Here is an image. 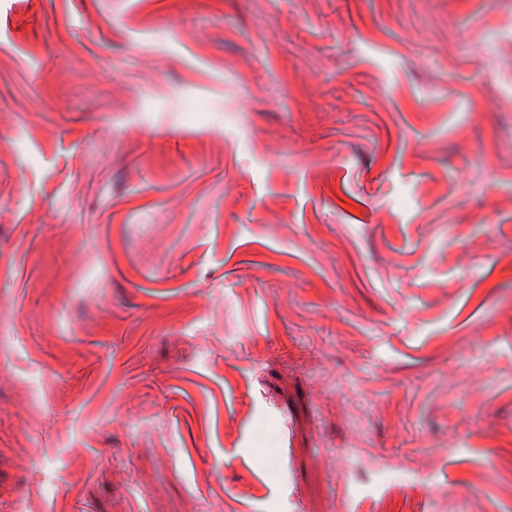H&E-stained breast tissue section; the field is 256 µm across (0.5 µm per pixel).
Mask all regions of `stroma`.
I'll return each mask as SVG.
<instances>
[{
    "instance_id": "obj_1",
    "label": "stroma",
    "mask_w": 512,
    "mask_h": 512,
    "mask_svg": "<svg viewBox=\"0 0 512 512\" xmlns=\"http://www.w3.org/2000/svg\"><path fill=\"white\" fill-rule=\"evenodd\" d=\"M507 57L512 0H0V512H498Z\"/></svg>"
}]
</instances>
